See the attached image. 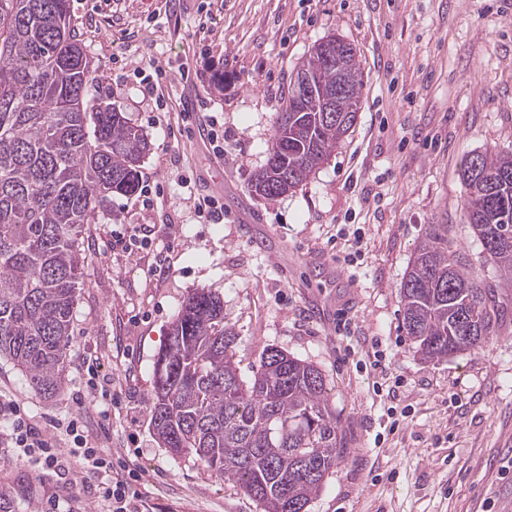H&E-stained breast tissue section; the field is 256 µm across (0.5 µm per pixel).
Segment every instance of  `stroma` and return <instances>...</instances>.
<instances>
[{
    "instance_id": "35a3bbf8",
    "label": "stroma",
    "mask_w": 512,
    "mask_h": 512,
    "mask_svg": "<svg viewBox=\"0 0 512 512\" xmlns=\"http://www.w3.org/2000/svg\"><path fill=\"white\" fill-rule=\"evenodd\" d=\"M70 10L94 70L90 95L147 135L140 176L161 194L150 205L113 196L90 225L60 396H38L0 359L1 396L43 427L83 413L85 437L112 462L102 476L55 472L0 447V487L15 512L57 502L100 512L95 486L131 470L146 512H261L239 486L161 448L150 429L154 362L198 288L224 300L243 380L274 347L330 384L345 450L307 512H507L512 311L478 348L427 362L402 326L400 285L429 225L446 224L512 308V281L464 221L459 176L470 152L512 154V0H70ZM332 34L357 49L358 121L305 183L257 197L251 180L290 78ZM142 57L165 70V110L132 73ZM189 104L224 119L223 173L183 118ZM219 175L229 185L224 221L205 224L194 200ZM131 225L148 229L146 242L131 253L113 247V231ZM91 356L116 389L106 417L88 399Z\"/></svg>"
}]
</instances>
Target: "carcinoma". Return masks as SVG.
<instances>
[{
  "instance_id": "carcinoma-1",
  "label": "carcinoma",
  "mask_w": 512,
  "mask_h": 512,
  "mask_svg": "<svg viewBox=\"0 0 512 512\" xmlns=\"http://www.w3.org/2000/svg\"><path fill=\"white\" fill-rule=\"evenodd\" d=\"M326 40L346 56L350 73L319 62V42L299 70L319 91L345 81L349 98L361 100L356 49L334 35ZM93 79L69 0H0V357L46 399L64 384L87 225L113 194L136 192L149 147L122 113L91 103ZM296 81L251 182L267 200L302 185L358 119L356 112L325 116L318 98L298 101ZM480 158L478 171L470 154L461 163L464 217L492 243L487 260L512 280V155ZM400 293L403 328L431 361L495 335L504 312L446 224L429 225ZM235 341L219 295L191 293L154 363L153 434L172 455L192 456L238 484L262 512H307L344 453L329 383L313 364L273 347L246 382Z\"/></svg>"
}]
</instances>
